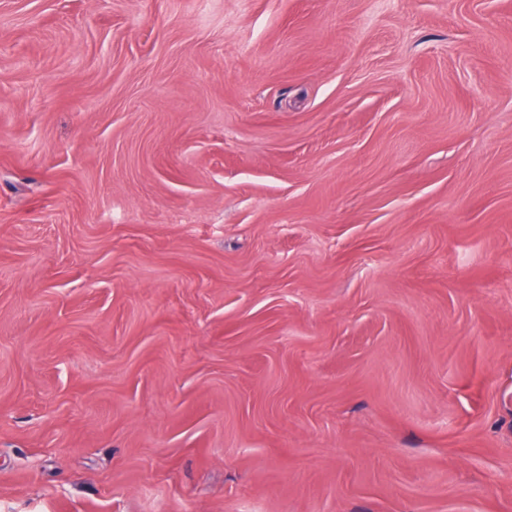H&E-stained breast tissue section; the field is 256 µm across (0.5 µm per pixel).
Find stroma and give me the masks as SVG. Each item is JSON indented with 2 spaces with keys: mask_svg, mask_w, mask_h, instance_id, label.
Instances as JSON below:
<instances>
[{
  "mask_svg": "<svg viewBox=\"0 0 512 512\" xmlns=\"http://www.w3.org/2000/svg\"><path fill=\"white\" fill-rule=\"evenodd\" d=\"M0 512H512V0H0Z\"/></svg>",
  "mask_w": 512,
  "mask_h": 512,
  "instance_id": "stroma-1",
  "label": "stroma"
}]
</instances>
